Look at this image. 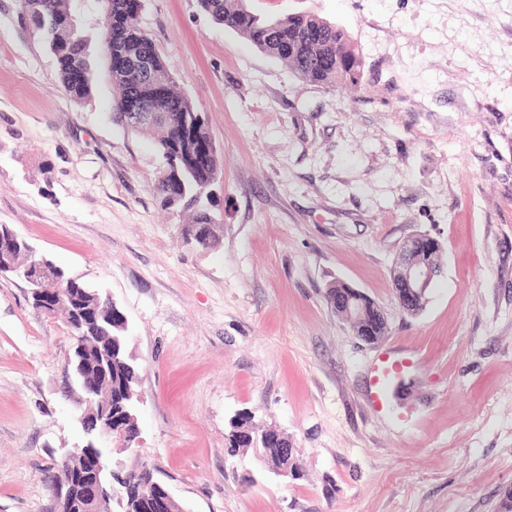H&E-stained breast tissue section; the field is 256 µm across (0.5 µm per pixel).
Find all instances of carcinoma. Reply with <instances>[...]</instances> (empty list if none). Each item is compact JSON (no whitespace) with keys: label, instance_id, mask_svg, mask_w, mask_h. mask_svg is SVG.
Returning <instances> with one entry per match:
<instances>
[{"label":"carcinoma","instance_id":"carcinoma-1","mask_svg":"<svg viewBox=\"0 0 512 512\" xmlns=\"http://www.w3.org/2000/svg\"><path fill=\"white\" fill-rule=\"evenodd\" d=\"M201 8L212 19L250 41L268 55L284 62L299 78L314 85L326 88L344 87L359 84L363 62L358 50L347 33L335 24L308 13H295L285 18L261 17L253 13L246 0H199ZM120 0H112V13L116 23L112 30L103 32L91 30L84 25L73 32H66L51 24V16L67 14L72 9L71 0H25L24 8L29 20L56 58L61 87L74 101H85L92 94V79L79 89L69 84V71L81 66L92 73L91 45L102 47V51L121 52L134 62L149 61V78L140 75L113 74L112 86L117 93L115 109L125 116L127 102L131 99H146L149 96L148 80L169 84V97L158 106L168 120L154 126H133L131 130L142 134L157 132L160 137L157 147L165 160V173L158 180L155 191L160 204L167 208L193 207L195 213L185 229L213 225V231L199 245L201 250L217 246L220 240L221 224L215 223L208 204L209 194L218 166L203 170H187L174 159L169 147L179 139L183 122L191 121L199 138H208V122L198 116V110L190 97L180 92L155 45L143 34L135 23L119 18ZM443 246L429 249L425 246V235L417 234L403 247L402 253L412 263H428L442 272L441 255ZM39 258L29 253L22 243L12 249L13 268L3 269L1 275H25V270L34 268ZM51 274L56 280L45 284L47 288L61 291V301L55 308H47L50 313L58 311L72 319L71 309L80 310L84 327L74 331L76 336H84L82 355L88 365L87 377L95 376L94 366L105 356L112 357V385H103V395H112L114 421L121 422L127 410L126 403L118 397L126 387L138 388L139 369L130 356L127 322L117 304L109 305L104 297L85 283L70 277L61 267L51 264ZM394 293L400 307L409 315L420 314L427 303V297L411 293L407 281L398 273H393ZM327 297L352 328L355 336L364 342L373 343L387 332V320L380 306L360 290L341 281L328 288ZM253 417L248 412H240L230 420V431L226 435L228 453L234 455L241 448H257L268 468L292 466L295 459L282 456V449L291 448L285 434L278 436L265 432L255 433L248 429ZM134 482L127 480L128 472L122 471L123 478L114 479L119 487L118 512H148L142 504H130L129 491L139 490L142 500H147L154 486L147 483L151 467L143 464L135 468Z\"/></svg>","mask_w":512,"mask_h":512}]
</instances>
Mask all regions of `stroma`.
<instances>
[{
	"instance_id": "35a3bbf8",
	"label": "stroma",
	"mask_w": 512,
	"mask_h": 512,
	"mask_svg": "<svg viewBox=\"0 0 512 512\" xmlns=\"http://www.w3.org/2000/svg\"><path fill=\"white\" fill-rule=\"evenodd\" d=\"M337 24L357 87L305 82L198 0H146L139 25L208 118L218 149L208 251L162 208L152 137L114 113L94 60L84 102L22 0H0V224L127 317L144 402L126 468L183 512H498L512 488V0H247ZM443 245L424 310L393 293L400 247ZM341 280L389 332L360 341L326 297ZM62 317L0 276V512H53V462L85 437ZM397 365L403 397L374 400ZM249 412L298 474L229 455Z\"/></svg>"
}]
</instances>
